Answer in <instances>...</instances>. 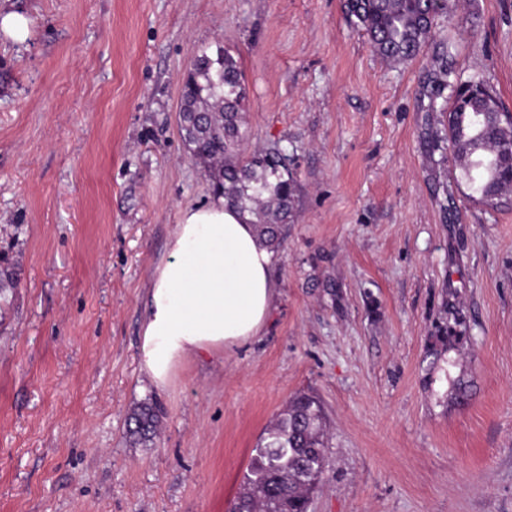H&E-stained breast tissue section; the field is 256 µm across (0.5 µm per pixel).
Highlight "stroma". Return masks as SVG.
<instances>
[{
	"label": "stroma",
	"mask_w": 512,
	"mask_h": 512,
	"mask_svg": "<svg viewBox=\"0 0 512 512\" xmlns=\"http://www.w3.org/2000/svg\"><path fill=\"white\" fill-rule=\"evenodd\" d=\"M344 0H0V512H229L266 428L299 394L327 424L309 512H512V208L469 201L438 53L512 111V0H456L427 45L384 60ZM226 48L247 91L246 149H284L296 220L273 256L259 336L139 365L155 267L213 195L178 113L190 58ZM461 313L448 393L427 349ZM161 408L132 447L128 417ZM161 410L155 403H141L129 418L128 436L135 446L148 447L159 434ZM133 425V426H132Z\"/></svg>",
	"instance_id": "35a3bbf8"
}]
</instances>
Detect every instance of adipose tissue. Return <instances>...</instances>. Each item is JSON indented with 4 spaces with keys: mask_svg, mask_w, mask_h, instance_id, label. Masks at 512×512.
<instances>
[{
    "mask_svg": "<svg viewBox=\"0 0 512 512\" xmlns=\"http://www.w3.org/2000/svg\"><path fill=\"white\" fill-rule=\"evenodd\" d=\"M272 256L223 201L182 210L144 301L139 363L154 388H165L183 360L259 335L275 294Z\"/></svg>",
    "mask_w": 512,
    "mask_h": 512,
    "instance_id": "1",
    "label": "adipose tissue"
}]
</instances>
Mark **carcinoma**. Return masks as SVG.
<instances>
[{"instance_id": "carcinoma-1", "label": "carcinoma", "mask_w": 512, "mask_h": 512, "mask_svg": "<svg viewBox=\"0 0 512 512\" xmlns=\"http://www.w3.org/2000/svg\"><path fill=\"white\" fill-rule=\"evenodd\" d=\"M347 14L382 57L403 62L423 52L436 17L451 11L448 0H346ZM432 110L448 114L444 141L451 148L470 197L490 207L507 203L512 190V115L500 109L497 92L482 76L463 80L444 58L428 77ZM183 143L191 158L203 165L214 197L250 216L260 235L276 248L293 217L296 181L288 154L280 149L247 154L243 142L246 89L232 54L219 46L192 57L182 94ZM8 261L0 263V294L16 286ZM444 351H461L467 342L464 322L455 318L437 337ZM451 397L467 398L462 376L449 378ZM161 410L141 403L129 418L128 436L135 446L148 447L159 434ZM326 420L320 403L296 396L267 429L255 448L243 492L231 512H307L310 494L325 461Z\"/></svg>"}]
</instances>
